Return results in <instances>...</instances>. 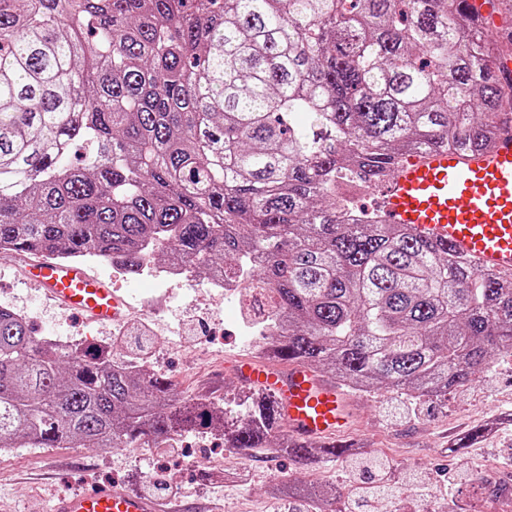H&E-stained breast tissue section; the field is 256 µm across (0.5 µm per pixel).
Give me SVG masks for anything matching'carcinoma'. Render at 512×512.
Wrapping results in <instances>:
<instances>
[{
    "instance_id": "cac0c4a2",
    "label": "carcinoma",
    "mask_w": 512,
    "mask_h": 512,
    "mask_svg": "<svg viewBox=\"0 0 512 512\" xmlns=\"http://www.w3.org/2000/svg\"><path fill=\"white\" fill-rule=\"evenodd\" d=\"M465 0H0V255L171 259L271 293L263 353L357 392L438 401L512 349V278L406 227L348 219L339 184L410 155L487 151L512 85ZM273 397L222 405L61 348L0 305V448H170L219 433L261 453ZM362 445L274 451L361 459ZM362 502L397 492L377 456ZM295 503L352 500L283 481Z\"/></svg>"
}]
</instances>
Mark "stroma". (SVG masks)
<instances>
[{
    "instance_id": "35a3bbf8",
    "label": "stroma",
    "mask_w": 512,
    "mask_h": 512,
    "mask_svg": "<svg viewBox=\"0 0 512 512\" xmlns=\"http://www.w3.org/2000/svg\"><path fill=\"white\" fill-rule=\"evenodd\" d=\"M25 255L0 259V304L25 317L35 335L112 344L115 361L127 354L114 346L120 326L71 316L23 277ZM87 271L118 288L131 309L127 322L149 315L148 351L156 370L167 375L179 395L233 397L239 389L232 375L238 356L251 353L239 323L238 298L220 294L203 275L181 285L163 284L150 275L114 278L109 263L86 262ZM356 409L340 442H364L389 458L399 482L384 512H487L482 459H502L503 481L512 480V355L501 354L478 381L449 394L444 402L410 405L389 392L355 395ZM501 425L470 447L451 442L491 417ZM177 490L182 503L201 502L213 512H288L287 502L269 488L282 480L313 481L348 496L345 464L303 465L274 451L229 453L223 438L186 435L177 446L160 450L147 444L115 448H15L0 453V512H50L60 495L100 485L121 484L156 496V477Z\"/></svg>"
}]
</instances>
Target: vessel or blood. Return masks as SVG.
Segmentation results:
<instances>
[{"label":"vessel or blood","instance_id":"obj_1","mask_svg":"<svg viewBox=\"0 0 512 512\" xmlns=\"http://www.w3.org/2000/svg\"><path fill=\"white\" fill-rule=\"evenodd\" d=\"M376 210L385 223L400 224L417 238L450 246L474 270L512 275V118L504 117L495 146L464 155L438 149L407 157L377 184ZM28 277L73 314L92 321L124 319L122 299L75 264L42 256ZM235 377L272 395L290 434L332 438L351 413L340 389L309 367L282 369L245 357ZM51 512H161L151 497L114 484L56 498Z\"/></svg>","mask_w":512,"mask_h":512}]
</instances>
